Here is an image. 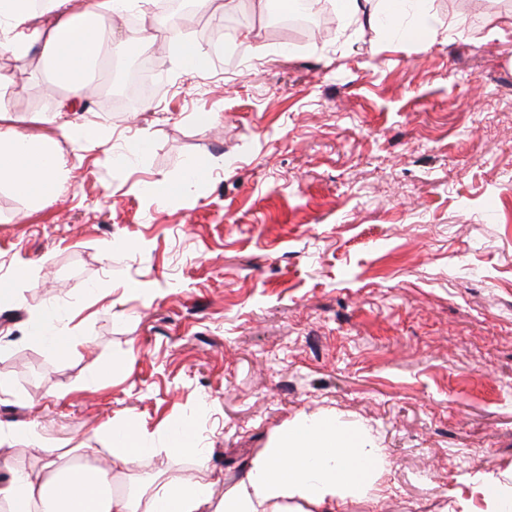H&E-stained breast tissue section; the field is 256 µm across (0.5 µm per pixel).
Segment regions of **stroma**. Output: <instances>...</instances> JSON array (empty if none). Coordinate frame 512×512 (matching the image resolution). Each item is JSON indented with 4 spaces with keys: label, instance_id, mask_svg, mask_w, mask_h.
<instances>
[{
    "label": "stroma",
    "instance_id": "35a3bbf8",
    "mask_svg": "<svg viewBox=\"0 0 512 512\" xmlns=\"http://www.w3.org/2000/svg\"><path fill=\"white\" fill-rule=\"evenodd\" d=\"M269 3L236 0L251 42L207 73L158 41L150 110L75 102L103 139L61 141L57 201L0 183V281L22 300L0 306V425L126 486L220 496L329 419L379 450L342 512H489L484 480L512 489V0H425L390 32L335 11L327 35L275 33ZM0 75L20 131L56 138L39 49L0 53ZM131 139L147 151L117 163ZM42 310L86 348L29 339ZM177 417L195 452H167ZM116 421L154 452L112 461Z\"/></svg>",
    "mask_w": 512,
    "mask_h": 512
}]
</instances>
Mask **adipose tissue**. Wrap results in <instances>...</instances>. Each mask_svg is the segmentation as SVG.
<instances>
[{"label": "adipose tissue", "mask_w": 512, "mask_h": 512, "mask_svg": "<svg viewBox=\"0 0 512 512\" xmlns=\"http://www.w3.org/2000/svg\"><path fill=\"white\" fill-rule=\"evenodd\" d=\"M67 2L46 0L40 14L33 0H0V50L24 56L40 47L44 61L64 76L70 97L78 99L87 87L83 73L100 58L113 14L126 10L129 0H85L74 12ZM11 118L0 82V181L28 200L46 203L58 194V145L6 128ZM47 321L46 313L32 315L27 336L62 358L85 346L84 337L49 329ZM20 440L41 452L46 476L11 471L0 482V503L8 512H43L50 498L59 512H335L346 499L365 497L372 483L370 452L360 433L325 420L289 427L253 460L245 479L219 498L209 485L175 478L128 492L111 468H68L60 462V449L34 431L0 428V446Z\"/></svg>", "instance_id": "adipose-tissue-1"}]
</instances>
